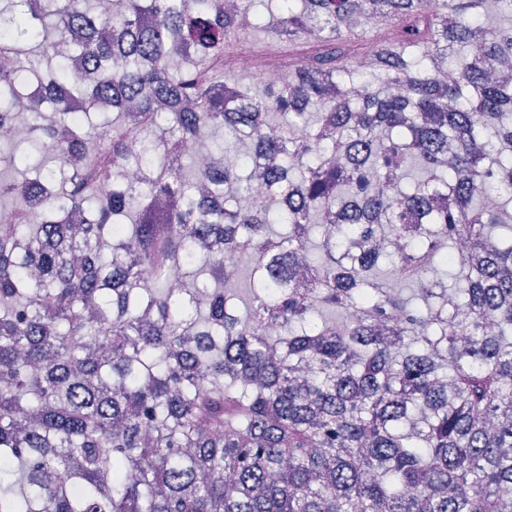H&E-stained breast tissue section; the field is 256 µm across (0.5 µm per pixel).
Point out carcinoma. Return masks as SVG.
<instances>
[{
  "instance_id": "cac0c4a2",
  "label": "carcinoma",
  "mask_w": 512,
  "mask_h": 512,
  "mask_svg": "<svg viewBox=\"0 0 512 512\" xmlns=\"http://www.w3.org/2000/svg\"><path fill=\"white\" fill-rule=\"evenodd\" d=\"M278 2L0 0V512H512V0ZM237 66L240 70L253 74L264 82L279 86L288 81V74L300 68H306L307 59L301 55L288 63L277 54H268L259 58L252 53H244L238 57ZM239 69L235 71V76L243 84L252 86L248 76L243 75Z\"/></svg>"
}]
</instances>
